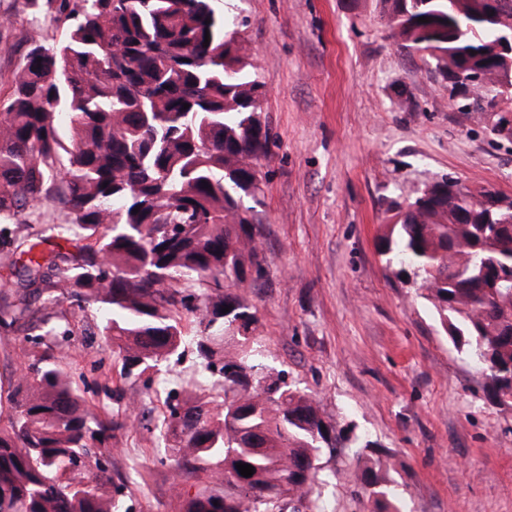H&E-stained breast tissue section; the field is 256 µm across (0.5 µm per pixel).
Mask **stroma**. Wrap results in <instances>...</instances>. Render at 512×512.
I'll list each match as a JSON object with an SVG mask.
<instances>
[{
  "label": "stroma",
  "mask_w": 512,
  "mask_h": 512,
  "mask_svg": "<svg viewBox=\"0 0 512 512\" xmlns=\"http://www.w3.org/2000/svg\"><path fill=\"white\" fill-rule=\"evenodd\" d=\"M238 31L264 85L272 144L257 245L263 261L239 293L257 310L264 361L312 396L342 431L324 449L329 512H366L358 454L388 450L402 512H512V403H491L484 372L459 354L420 281L377 252L389 207L451 176L512 197V132L461 112L427 54L388 33L381 0H234ZM0 75L26 42L61 27L0 0ZM95 310L72 299L49 317L0 327V411L30 364L54 351L90 412L120 422L101 458L128 512H180L163 445L143 426L162 401L149 375L124 377Z\"/></svg>",
  "instance_id": "obj_1"
}]
</instances>
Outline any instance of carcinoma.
I'll list each match as a JSON object with an SVG mask.
<instances>
[{"mask_svg":"<svg viewBox=\"0 0 512 512\" xmlns=\"http://www.w3.org/2000/svg\"><path fill=\"white\" fill-rule=\"evenodd\" d=\"M384 2L392 36L448 78L493 72L499 34L512 24V0L506 22L485 25L472 21L481 0ZM21 5L62 23L65 37L26 43L0 90V243L26 257L0 324H17L30 298L52 289L82 312L99 310L126 377L159 375L162 362L194 347L192 387L155 389L165 406L155 430L181 479L199 482L193 496L177 486L183 512H300L297 503L325 512L320 456L332 429L312 398L264 363L257 309L234 292L246 265L261 266L258 161L270 142L264 85L233 29L234 5ZM464 44L473 54L456 56ZM464 99L461 110H482L484 87ZM456 184L445 178L395 203L397 222L378 250L421 279L453 346L501 404L512 401V227L502 223L512 199L490 210L482 192ZM44 202L75 242L58 261L36 256L22 234ZM120 427L92 416L54 354L39 358L0 426V512H124L95 452ZM238 463L254 474L242 476ZM356 467L370 512H401L389 459L360 456Z\"/></svg>","mask_w":512,"mask_h":512,"instance_id":"obj_1","label":"carcinoma"}]
</instances>
